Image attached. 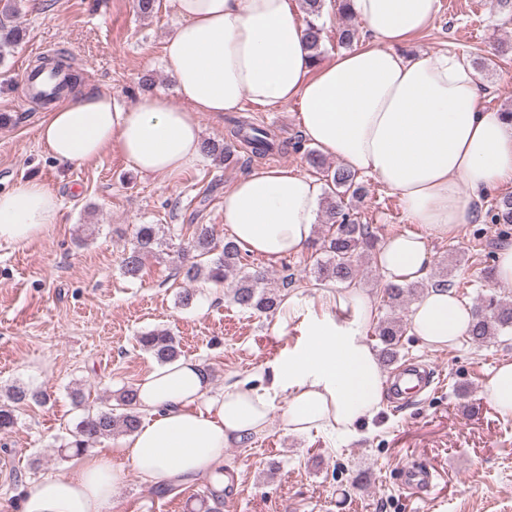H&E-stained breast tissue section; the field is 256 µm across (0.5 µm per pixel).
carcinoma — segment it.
Listing matches in <instances>:
<instances>
[{
	"instance_id": "cac0c4a2",
	"label": "carcinoma",
	"mask_w": 512,
	"mask_h": 512,
	"mask_svg": "<svg viewBox=\"0 0 512 512\" xmlns=\"http://www.w3.org/2000/svg\"><path fill=\"white\" fill-rule=\"evenodd\" d=\"M307 5V35L315 60L324 51L326 31L320 23L323 0H304ZM336 13L345 20L336 28V42L350 47L357 40V29L347 23L352 17L349 0H336ZM20 40V32L7 25H0V58L4 52ZM232 140H205L202 153L213 161L226 165L239 160V149L246 150L249 158L263 159L279 150L274 136L246 119L234 121ZM364 194L359 175L342 166L327 170V207L325 220L327 234L321 240L323 258L317 260L314 270L319 282H352L360 273L361 263L373 255L377 236L371 225L360 222L350 200ZM486 217L491 224H512V195H504L491 204ZM159 228L156 224H138L133 243L125 253L122 265L124 276L136 279L140 276L144 260L159 244ZM244 249L231 238L224 244L216 243L212 229L207 224L195 225L182 249L185 263L177 267V274L189 282H204L229 286L232 303L245 311L273 313L282 299L274 290L266 287V273L243 262ZM425 292V285L416 282L405 285L387 284L382 288L381 302L389 315L380 321L375 336L380 344L382 360L395 361L399 355L400 339L405 332L402 317L397 310ZM512 334V299L490 294L480 299L473 308V322L468 339L476 344L486 343L498 336ZM141 350L150 354L157 363L166 364L181 355L179 341L168 329H153L138 336ZM49 399L45 391L12 387L0 399V432H7L17 423L18 410L29 403L44 404ZM136 390L130 386L122 391L118 401L122 411L116 412L107 404L82 417L71 431V440L59 448L62 457L68 451L78 454L101 438L126 435L140 425L135 410Z\"/></svg>"
}]
</instances>
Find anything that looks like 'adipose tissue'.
<instances>
[{
	"label": "adipose tissue",
	"mask_w": 512,
	"mask_h": 512,
	"mask_svg": "<svg viewBox=\"0 0 512 512\" xmlns=\"http://www.w3.org/2000/svg\"><path fill=\"white\" fill-rule=\"evenodd\" d=\"M178 22L162 61L175 96L146 94L119 108L109 91L88 89L47 112L43 149L80 166L111 147L134 171L169 178L202 159L198 116L239 111L243 101L276 109L296 102L306 140L323 155L393 190L414 223L388 237L377 260L386 282L421 280L430 237L473 223L485 190L512 186V116L480 105L481 82L451 51L407 57L400 45L435 21L440 0H351L367 36L328 64L313 62L294 0H174ZM325 188L285 167H259L224 193V224L249 252L275 261L307 248ZM59 200L29 179L0 191V243L22 244L57 223ZM321 315L306 341L270 365V385L235 382L210 393L203 362L180 358L136 385L139 428L120 448L124 463L100 453L50 475L24 494L21 512H110L123 464L146 481L209 476L222 489L224 450L264 433L279 415L289 433L347 437L380 409L386 374L366 331L377 312L352 284L319 283ZM472 310L451 290L432 287L409 313L429 348L466 336ZM488 402L512 418V361L495 366ZM282 409H275L276 396Z\"/></svg>",
	"instance_id": "1"
}]
</instances>
